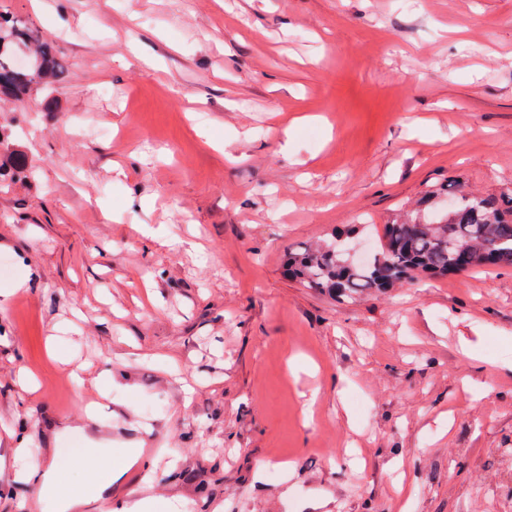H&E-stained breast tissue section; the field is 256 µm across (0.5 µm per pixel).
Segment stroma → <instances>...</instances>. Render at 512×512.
<instances>
[{
	"label": "stroma",
	"mask_w": 512,
	"mask_h": 512,
	"mask_svg": "<svg viewBox=\"0 0 512 512\" xmlns=\"http://www.w3.org/2000/svg\"><path fill=\"white\" fill-rule=\"evenodd\" d=\"M59 35L0 190V512L18 457L158 444L152 512H512V269L340 304L283 255L428 184L512 188V0H0ZM95 403V420L83 412Z\"/></svg>",
	"instance_id": "stroma-1"
}]
</instances>
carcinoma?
Wrapping results in <instances>:
<instances>
[{"label": "carcinoma", "instance_id": "obj_1", "mask_svg": "<svg viewBox=\"0 0 512 512\" xmlns=\"http://www.w3.org/2000/svg\"><path fill=\"white\" fill-rule=\"evenodd\" d=\"M66 78L53 39L13 12L0 9V100L24 103L51 95ZM355 231L337 233L319 249L296 246L285 260L289 276L338 302L385 293L421 276L441 277L486 265L512 267V188L497 198L465 190L458 176L429 189L418 207L384 225L363 263L351 258Z\"/></svg>", "mask_w": 512, "mask_h": 512}]
</instances>
